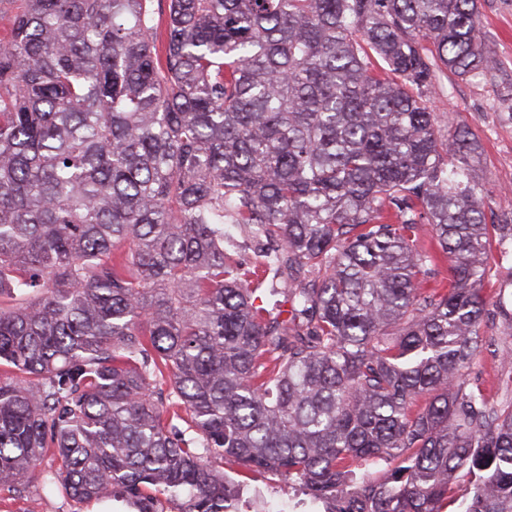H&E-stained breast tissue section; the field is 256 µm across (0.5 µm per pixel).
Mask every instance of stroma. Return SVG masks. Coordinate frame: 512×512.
<instances>
[{
    "instance_id": "stroma-1",
    "label": "stroma",
    "mask_w": 512,
    "mask_h": 512,
    "mask_svg": "<svg viewBox=\"0 0 512 512\" xmlns=\"http://www.w3.org/2000/svg\"><path fill=\"white\" fill-rule=\"evenodd\" d=\"M480 28L493 58L487 72L460 78L441 72L431 106L440 118L469 127L481 149L473 178L491 195L494 213L512 212V0H480ZM225 472L243 488L246 512H311L287 477L228 463ZM34 477L23 492L0 491V512H87Z\"/></svg>"
}]
</instances>
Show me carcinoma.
Returning a JSON list of instances; mask_svg holds the SVG:
<instances>
[{
  "label": "carcinoma",
  "instance_id": "1",
  "mask_svg": "<svg viewBox=\"0 0 512 512\" xmlns=\"http://www.w3.org/2000/svg\"><path fill=\"white\" fill-rule=\"evenodd\" d=\"M6 13L0 489L49 450L79 505L239 512L229 459L323 512H512V372L465 380L512 215L489 229L478 142L430 105L439 68L492 67L479 0Z\"/></svg>",
  "mask_w": 512,
  "mask_h": 512
}]
</instances>
